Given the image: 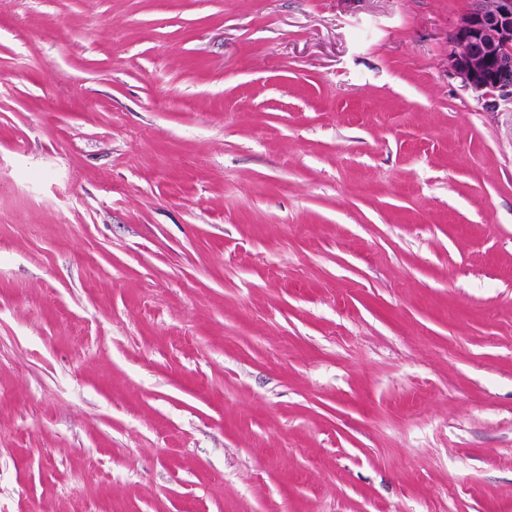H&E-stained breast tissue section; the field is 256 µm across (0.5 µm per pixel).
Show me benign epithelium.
<instances>
[{
	"mask_svg": "<svg viewBox=\"0 0 512 512\" xmlns=\"http://www.w3.org/2000/svg\"><path fill=\"white\" fill-rule=\"evenodd\" d=\"M449 43L463 87L485 111L512 123V0H471Z\"/></svg>",
	"mask_w": 512,
	"mask_h": 512,
	"instance_id": "7a95c632",
	"label": "benign epithelium"
}]
</instances>
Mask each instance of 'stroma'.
Here are the masks:
<instances>
[{
    "mask_svg": "<svg viewBox=\"0 0 512 512\" xmlns=\"http://www.w3.org/2000/svg\"><path fill=\"white\" fill-rule=\"evenodd\" d=\"M469 6L0 0V512H512Z\"/></svg>",
    "mask_w": 512,
    "mask_h": 512,
    "instance_id": "1",
    "label": "stroma"
}]
</instances>
